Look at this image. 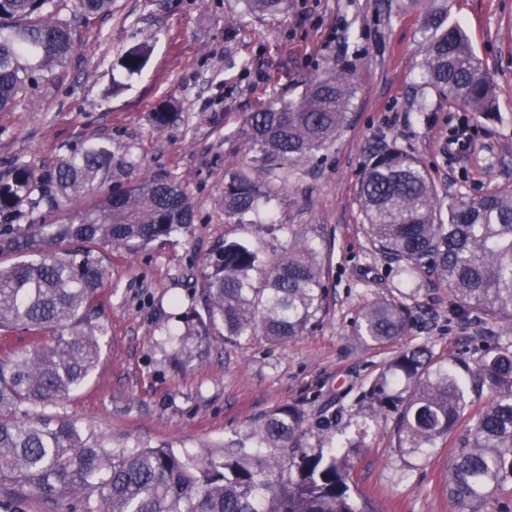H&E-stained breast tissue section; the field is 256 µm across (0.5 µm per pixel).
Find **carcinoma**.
<instances>
[{"label": "carcinoma", "mask_w": 512, "mask_h": 512, "mask_svg": "<svg viewBox=\"0 0 512 512\" xmlns=\"http://www.w3.org/2000/svg\"><path fill=\"white\" fill-rule=\"evenodd\" d=\"M424 5L423 83L465 110L494 117L496 90L464 30L444 25L438 0ZM112 0H0V112L75 50L76 21L111 12ZM138 46L119 61L130 75L144 66ZM353 69L342 66L312 80L295 100L246 114L241 134L259 167L307 163L350 122ZM133 157L114 158L101 142L70 150L47 172L15 162L0 170V330L31 334L28 347L0 355V485L41 496L65 512H374L358 492L348 449L369 436L370 422L396 415L400 453L424 458L452 439L457 455L445 491L454 503L478 508L512 483V189L461 201L443 215L437 188L418 158L380 151L360 187L366 234L398 262L395 288L429 279L448 289L452 304L494 324L501 344L474 366L457 370L425 346L397 352L355 401L354 437L343 441L341 411L310 421L283 405L250 430L200 454L170 446L116 445L87 426L49 411L80 389L100 360L105 334L99 296L109 269L104 244L131 254L186 231L190 196L169 177L139 178ZM119 168L127 182L81 206ZM263 183L236 170L224 182V214L245 223L265 203ZM29 224L14 226L22 209ZM54 221H46V215ZM288 253L269 261L258 247L224 240L204 263L200 292L187 294L182 327L169 334L183 364L215 332L238 345L256 334L270 341L303 335L323 309L325 284L314 239L290 233ZM411 323L401 303L375 298L352 321V335L383 345ZM487 393L472 410L469 393ZM465 433L457 432L460 421ZM317 432L319 448L303 438ZM288 451L277 472L264 449Z\"/></svg>", "instance_id": "obj_1"}]
</instances>
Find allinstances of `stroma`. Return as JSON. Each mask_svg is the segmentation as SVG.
<instances>
[{"label":"stroma","instance_id":"1","mask_svg":"<svg viewBox=\"0 0 512 512\" xmlns=\"http://www.w3.org/2000/svg\"><path fill=\"white\" fill-rule=\"evenodd\" d=\"M448 17L496 85L497 120L423 85L415 0H288L274 15L252 12L247 0H112L111 15L78 28L66 65L0 112V169L18 161L48 171L71 149L103 141L115 157L139 158L140 176L187 186L195 222L135 257L101 247L112 273L101 297L108 333L96 370L61 403V415L117 443L219 449L285 404L313 419L327 406H351L400 349L425 345L470 363L492 343L488 326L453 311L446 288H395L397 263L370 244L360 201L367 165L389 147L425 162L445 206L512 187V0H449ZM144 43L145 66L125 74L119 59ZM343 58L356 75L348 127L310 163L263 173V216L229 220L218 203L224 178L256 165L238 133L242 115L298 97ZM167 103L179 121L160 131L151 114ZM292 229L324 254L320 322L281 343L258 335L231 346L217 335L201 356L174 367L166 339L180 325L177 299L200 286L209 253L244 239L277 258ZM379 297L406 305L414 324L395 343L359 344L351 322ZM456 454L445 442L420 461L401 456L394 419L382 415L350 458L378 512H471L444 490Z\"/></svg>","mask_w":512,"mask_h":512}]
</instances>
